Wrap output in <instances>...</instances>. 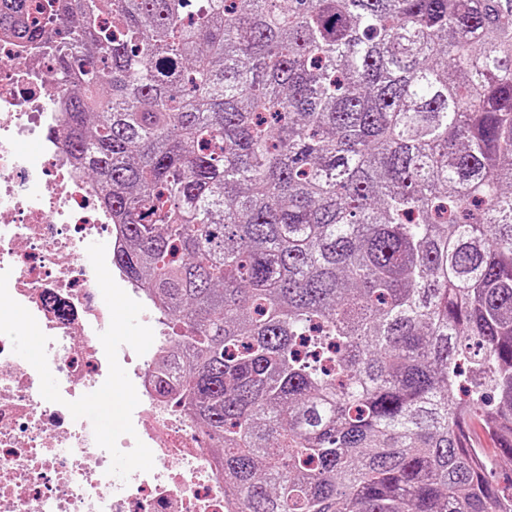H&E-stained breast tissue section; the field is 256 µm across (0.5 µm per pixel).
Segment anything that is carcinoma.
<instances>
[{
  "mask_svg": "<svg viewBox=\"0 0 512 512\" xmlns=\"http://www.w3.org/2000/svg\"><path fill=\"white\" fill-rule=\"evenodd\" d=\"M25 11L237 512H512V0Z\"/></svg>",
  "mask_w": 512,
  "mask_h": 512,
  "instance_id": "obj_1",
  "label": "carcinoma"
}]
</instances>
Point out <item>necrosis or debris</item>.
<instances>
[{
  "label": "necrosis or debris",
  "mask_w": 512,
  "mask_h": 512,
  "mask_svg": "<svg viewBox=\"0 0 512 512\" xmlns=\"http://www.w3.org/2000/svg\"><path fill=\"white\" fill-rule=\"evenodd\" d=\"M69 97L48 55L0 33V271H9L10 295L50 338L48 364L62 396L46 401L36 369L0 334V512H231L221 450L183 407L177 383L156 384L175 350L164 311L119 268L112 277L144 306L155 336L149 353L118 350L139 397L135 433L121 436L118 447L128 452L143 442L152 470L125 482L108 475L110 454L96 444L88 419L66 407L109 372L98 335L110 312L85 247L100 236L115 248L125 244L122 226L100 203L101 185L71 154ZM30 138L41 143L34 156L18 149Z\"/></svg>",
  "instance_id": "1"
}]
</instances>
